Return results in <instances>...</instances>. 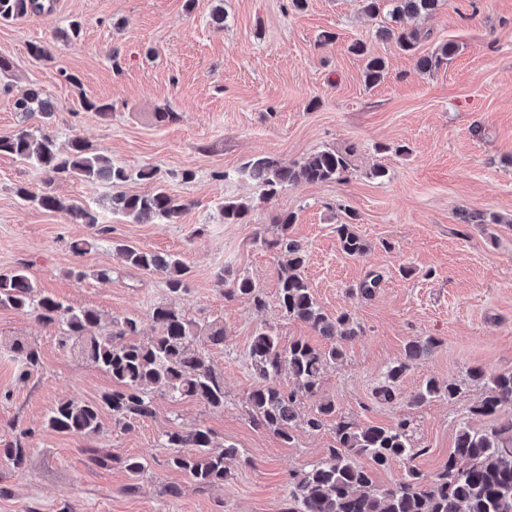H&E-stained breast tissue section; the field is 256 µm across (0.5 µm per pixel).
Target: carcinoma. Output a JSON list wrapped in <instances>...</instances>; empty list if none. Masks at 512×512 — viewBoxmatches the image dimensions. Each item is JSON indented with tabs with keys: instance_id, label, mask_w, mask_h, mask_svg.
<instances>
[{
	"instance_id": "carcinoma-1",
	"label": "carcinoma",
	"mask_w": 512,
	"mask_h": 512,
	"mask_svg": "<svg viewBox=\"0 0 512 512\" xmlns=\"http://www.w3.org/2000/svg\"><path fill=\"white\" fill-rule=\"evenodd\" d=\"M362 11L375 17L386 10L390 26L381 35L392 40L404 54H416L424 33L403 24L405 17L429 14L441 0H361ZM41 6L35 0H0V20L35 13ZM351 52L363 61V76L369 87L379 84L387 75L384 58L377 56L361 41L353 43ZM457 51L452 43L440 45L430 56L417 58L415 66L426 72L448 62ZM15 109L29 117L47 119L51 115L49 98L36 88L21 90ZM354 148L340 152L333 148L317 150L300 162L286 163L276 157L260 156L246 161L238 169V177L255 184L263 198L270 200L282 190L304 183H322L339 179L350 166ZM9 155L31 166L50 184L60 178L89 182L104 181L113 187L137 177L157 179V169L145 167L136 174L112 163L94 151L80 137H72L61 147L56 139L40 128L23 125L8 136H0V155ZM24 201L48 212H60L72 224H86L96 239L106 237L110 228L100 221L99 212L79 201H66L47 191L33 192L25 186L16 189ZM186 204L159 188L149 194H124L112 197V210L140 223L153 218L164 224L180 221ZM224 223L245 224L251 206L241 199L227 198L220 208ZM295 215L284 214L277 220L276 238L264 241L278 253L277 304L283 316L303 322L325 339L317 348L301 339L282 345L271 328L259 330L252 338L249 354L256 382L248 392L246 403L256 424L273 431L285 442L294 440L298 424L297 405L303 397L317 396L324 370L344 356L343 344L361 335L359 323L348 312L328 314L318 303L303 268L307 252L288 237ZM341 250L350 257L362 255L366 243L353 224L336 226ZM112 247L126 264L162 276L172 295L187 288L190 268L177 255H164L128 243L115 242ZM229 286L225 295L245 296L262 309L266 300L261 289L247 276L225 268L216 274V286ZM32 314L38 321L58 330L59 344L76 345L82 358L112 379V391L99 402L74 399L61 400L47 416L49 429L79 436L108 433L101 421V409L112 411V430L127 431L134 423L155 414L154 395L173 401L193 399L203 405L224 407V375L205 356L202 346H224V327L206 328L188 320L169 305L152 312L153 335L140 339L142 323L135 317L114 318L102 323V315L93 308H76L62 298L41 290L19 267L0 274V309ZM437 346L431 337L406 343L404 352L388 367L385 383L378 396L385 401L396 399L395 387L400 378L424 354ZM19 362L18 376L28 378L41 362L34 345L15 340L9 345ZM288 374L296 388L281 386L278 378ZM470 380L482 384L484 397L474 407V414L496 419L505 408L512 407V370L488 373L480 366L467 370ZM460 392L458 383L426 379L414 394L411 404L421 406L440 399H451ZM333 423L335 445L325 458L293 473L288 482V497L281 512H512V425L474 429L463 424L456 432L448 461L433 477L417 468H407L404 478L392 486L376 483L373 468L392 460H412L420 450L412 444L408 424L395 426L369 424L358 426L339 414L331 400L318 403L313 413L303 420L311 431ZM28 432L19 430L14 443L0 448V459L14 468H22L30 449L24 439ZM162 443L174 449L167 464L186 473L200 489L222 486L228 479V461L240 456L233 445L215 449L213 433L199 426L184 431L175 426L165 432ZM365 457L372 462L366 468L358 463Z\"/></svg>"
}]
</instances>
